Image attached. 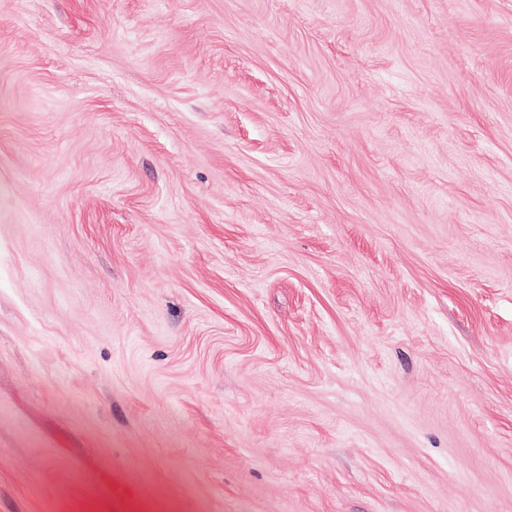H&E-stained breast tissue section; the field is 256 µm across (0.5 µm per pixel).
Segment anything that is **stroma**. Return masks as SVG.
Here are the masks:
<instances>
[{
	"label": "stroma",
	"instance_id": "obj_1",
	"mask_svg": "<svg viewBox=\"0 0 512 512\" xmlns=\"http://www.w3.org/2000/svg\"><path fill=\"white\" fill-rule=\"evenodd\" d=\"M0 512H512V0H0Z\"/></svg>",
	"mask_w": 512,
	"mask_h": 512
}]
</instances>
